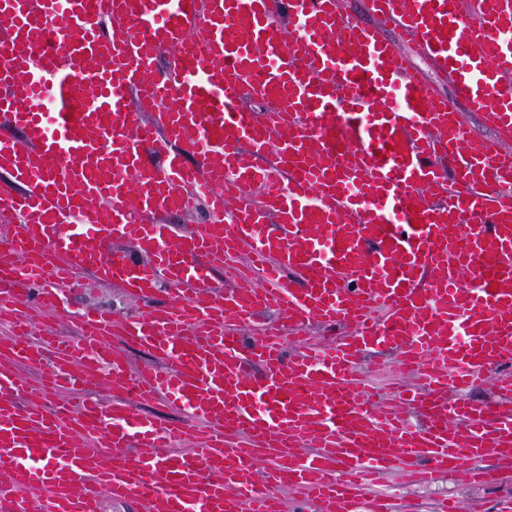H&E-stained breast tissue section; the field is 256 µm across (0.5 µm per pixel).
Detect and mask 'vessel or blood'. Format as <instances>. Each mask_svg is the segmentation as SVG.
Here are the masks:
<instances>
[{
  "mask_svg": "<svg viewBox=\"0 0 512 512\" xmlns=\"http://www.w3.org/2000/svg\"><path fill=\"white\" fill-rule=\"evenodd\" d=\"M362 4L0 0V512H284L282 487L300 512H391L382 475L500 482L475 462L512 460V0ZM201 206L171 237L163 216ZM80 273L170 300L35 335ZM375 349L401 385L371 384ZM143 404L202 439L173 449Z\"/></svg>",
  "mask_w": 512,
  "mask_h": 512,
  "instance_id": "obj_1",
  "label": "vessel or blood"
}]
</instances>
